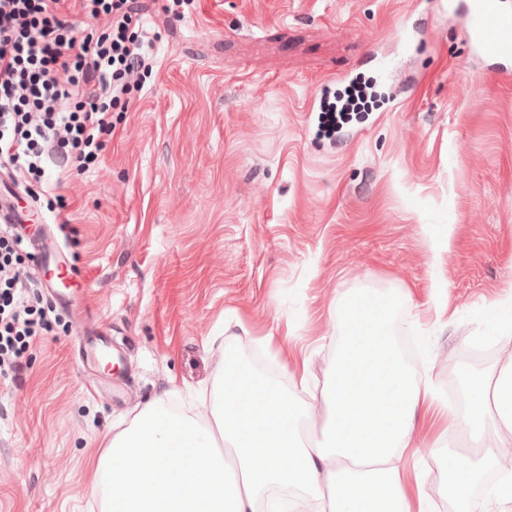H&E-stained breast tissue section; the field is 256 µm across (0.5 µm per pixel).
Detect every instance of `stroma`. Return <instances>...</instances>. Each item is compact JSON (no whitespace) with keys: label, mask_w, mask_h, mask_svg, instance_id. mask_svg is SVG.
I'll return each instance as SVG.
<instances>
[{"label":"stroma","mask_w":512,"mask_h":512,"mask_svg":"<svg viewBox=\"0 0 512 512\" xmlns=\"http://www.w3.org/2000/svg\"><path fill=\"white\" fill-rule=\"evenodd\" d=\"M158 66L116 112L100 162L59 190L79 314L0 379V512H100L92 453L156 398L184 411L235 340L272 382L321 396L342 297L403 290L392 314L416 376L457 415L512 355V72L471 50L445 0H188ZM376 94L342 139L312 107ZM109 331L111 377L78 363ZM307 380H300L302 363ZM455 418L422 412L402 464L410 499L456 512L435 478Z\"/></svg>","instance_id":"1"}]
</instances>
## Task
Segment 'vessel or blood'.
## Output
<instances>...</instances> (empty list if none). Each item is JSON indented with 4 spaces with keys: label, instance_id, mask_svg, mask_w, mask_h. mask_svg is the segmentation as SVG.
I'll use <instances>...</instances> for the list:
<instances>
[{
    "label": "vessel or blood",
    "instance_id": "vessel-or-blood-1",
    "mask_svg": "<svg viewBox=\"0 0 512 512\" xmlns=\"http://www.w3.org/2000/svg\"><path fill=\"white\" fill-rule=\"evenodd\" d=\"M448 8L465 24L473 53L504 67L512 61V12L501 0H448ZM48 283L60 304H68L77 290L73 272L60 251L47 252Z\"/></svg>",
    "mask_w": 512,
    "mask_h": 512
}]
</instances>
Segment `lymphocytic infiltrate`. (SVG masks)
<instances>
[{
    "instance_id": "f902f5d3",
    "label": "lymphocytic infiltrate",
    "mask_w": 512,
    "mask_h": 512,
    "mask_svg": "<svg viewBox=\"0 0 512 512\" xmlns=\"http://www.w3.org/2000/svg\"><path fill=\"white\" fill-rule=\"evenodd\" d=\"M186 0H0V169L33 196L52 193L51 169L85 171L115 134L152 73L156 14L180 20ZM94 28L75 33L70 16ZM22 238L0 227V377L56 322L29 272Z\"/></svg>"
}]
</instances>
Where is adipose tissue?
I'll return each mask as SVG.
<instances>
[{"label": "adipose tissue", "instance_id": "adipose-tissue-1", "mask_svg": "<svg viewBox=\"0 0 512 512\" xmlns=\"http://www.w3.org/2000/svg\"><path fill=\"white\" fill-rule=\"evenodd\" d=\"M403 293L360 290L341 302L344 332L335 381L322 399L280 391L225 357L206 416L169 412L155 399L108 440L87 474L119 512H258L277 489L297 492V512H411L400 465L424 403L447 413L409 371L391 315ZM477 398L459 428L481 454L448 451L457 512H475L471 488L498 463L488 445L512 438V360Z\"/></svg>", "mask_w": 512, "mask_h": 512}]
</instances>
